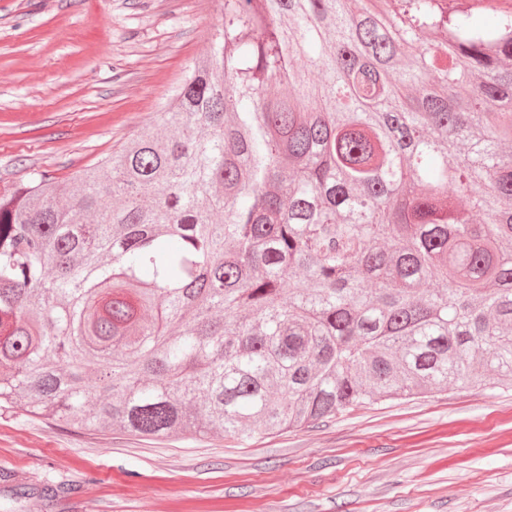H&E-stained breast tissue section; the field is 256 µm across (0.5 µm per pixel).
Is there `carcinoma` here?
<instances>
[{"mask_svg": "<svg viewBox=\"0 0 512 512\" xmlns=\"http://www.w3.org/2000/svg\"><path fill=\"white\" fill-rule=\"evenodd\" d=\"M485 378L512 380V11L223 0L159 123L0 193L1 408L248 440Z\"/></svg>", "mask_w": 512, "mask_h": 512, "instance_id": "obj_1", "label": "carcinoma"}]
</instances>
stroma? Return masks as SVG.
I'll return each instance as SVG.
<instances>
[{
  "label": "stroma",
  "instance_id": "obj_1",
  "mask_svg": "<svg viewBox=\"0 0 512 512\" xmlns=\"http://www.w3.org/2000/svg\"><path fill=\"white\" fill-rule=\"evenodd\" d=\"M221 0H0V190L129 146L205 60ZM0 512H512V382L242 442L0 410Z\"/></svg>",
  "mask_w": 512,
  "mask_h": 512
}]
</instances>
